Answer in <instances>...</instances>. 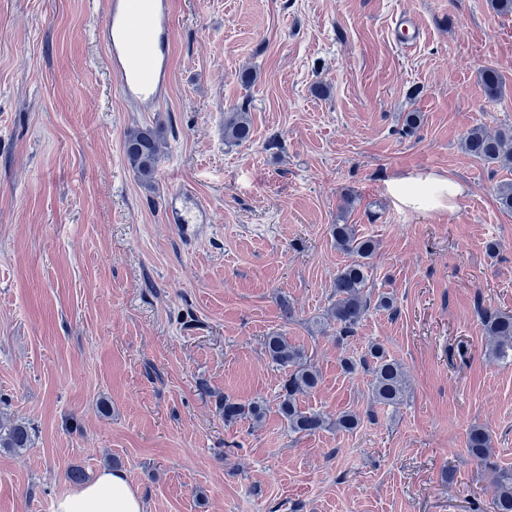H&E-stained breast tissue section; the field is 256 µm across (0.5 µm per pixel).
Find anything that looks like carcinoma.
I'll return each instance as SVG.
<instances>
[{
    "mask_svg": "<svg viewBox=\"0 0 512 512\" xmlns=\"http://www.w3.org/2000/svg\"><path fill=\"white\" fill-rule=\"evenodd\" d=\"M481 81L489 97L502 93L503 81L496 70H483ZM250 136L248 113L236 111L225 116L224 140L242 143L248 141ZM164 144L162 132L157 128L137 126L125 133L123 148L127 163L147 186H153ZM462 148L475 158L512 171V133H491L480 125L473 126L464 134ZM330 234L336 249L347 255L348 260L336 275L332 293L334 302L329 317L336 322L339 336L349 337L355 334L372 305L366 288L370 278L369 258L376 249V242L371 237L358 234L353 224H333ZM484 327L491 353L499 359L512 360V315L491 314L485 319ZM265 352L273 363L285 371L275 413L286 423L289 432L311 435L330 424L342 431H351L359 425L360 416L352 411L336 415V420L330 423L323 414L302 408L300 398L314 392L321 383L319 371L308 362L302 348L276 333L267 337ZM341 365L346 372L361 366L371 373V391L375 402L385 406L402 402L406 392L404 367L389 358L382 345L374 343L365 355L357 360L345 358ZM221 411L226 424L246 418L258 423L267 416L269 407L263 400L241 403L226 397ZM31 445L32 427L22 420H11L0 414V448L18 452ZM467 449L474 458H488L492 452L489 431L481 425L471 426L467 433ZM492 481L496 487L495 512H512V470H494Z\"/></svg>",
    "mask_w": 512,
    "mask_h": 512,
    "instance_id": "carcinoma-1",
    "label": "carcinoma"
}]
</instances>
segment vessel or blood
<instances>
[{
  "mask_svg": "<svg viewBox=\"0 0 512 512\" xmlns=\"http://www.w3.org/2000/svg\"><path fill=\"white\" fill-rule=\"evenodd\" d=\"M393 30L405 46L421 39L419 27L405 13L396 16ZM99 34L106 42L121 94L150 106L162 101L170 72V0H151L140 13L134 11L132 0H106ZM203 210L198 200L184 192L173 193L168 207L171 221L177 224L196 223Z\"/></svg>",
  "mask_w": 512,
  "mask_h": 512,
  "instance_id": "vessel-or-blood-1",
  "label": "vessel or blood"
}]
</instances>
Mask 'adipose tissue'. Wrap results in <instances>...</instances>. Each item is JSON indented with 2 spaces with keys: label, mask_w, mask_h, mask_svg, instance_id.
I'll use <instances>...</instances> for the list:
<instances>
[{
  "label": "adipose tissue",
  "mask_w": 512,
  "mask_h": 512,
  "mask_svg": "<svg viewBox=\"0 0 512 512\" xmlns=\"http://www.w3.org/2000/svg\"><path fill=\"white\" fill-rule=\"evenodd\" d=\"M391 191L402 205L419 211L445 202L456 204L465 189L449 177L409 176L394 179ZM145 509L142 495L125 472L104 468L90 482L58 497L53 512H145Z\"/></svg>",
  "instance_id": "adipose-tissue-1"
}]
</instances>
